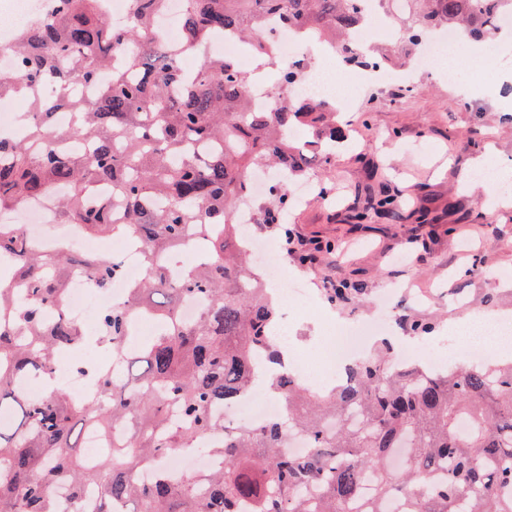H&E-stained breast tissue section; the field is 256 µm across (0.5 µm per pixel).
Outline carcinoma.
I'll return each mask as SVG.
<instances>
[{"label": "carcinoma", "mask_w": 512, "mask_h": 512, "mask_svg": "<svg viewBox=\"0 0 512 512\" xmlns=\"http://www.w3.org/2000/svg\"><path fill=\"white\" fill-rule=\"evenodd\" d=\"M185 2L184 37L172 48L154 26L166 0H131L121 29L110 26L103 0H55L46 21L20 32L17 70L0 72V96L23 97L33 110L20 115L27 138L0 137V212L61 188L60 223L137 239L145 266L127 302L101 314L112 370L87 372L93 397L78 399L50 380L57 351L83 338L63 307L65 286L78 267L106 288L118 265L105 254L42 251L21 227L0 226V256L14 259L10 277L0 278V325H10L0 328V512H67L88 489L95 512H113L115 501L127 512H389L395 496L405 512H512V362L445 372L399 364L385 349L353 365V383L317 390L281 360L277 299L249 271L233 214L250 197L251 169L292 178L331 162L326 141L344 136L336 103L277 98L271 111L254 112L249 79L230 57L203 59L171 89L182 59L226 34L276 65L261 37L270 18L359 64L349 35L367 22L362 0ZM375 2L395 4L408 51L446 27L484 42L512 18V0ZM105 69L112 77L102 83ZM63 111L72 118L66 127L55 122ZM295 128L304 140L288 137ZM97 181L110 184L112 205L90 200ZM288 205L287 186L270 192L262 223ZM372 208L400 218L390 195ZM196 239L206 241L205 257L169 281L165 254ZM360 291L343 281L328 296L342 302ZM185 298L205 299L191 323L179 315ZM137 316L154 319L159 332L131 348ZM261 360L272 365L269 390L288 413L224 424L218 410L253 388ZM31 373L50 385L44 395L19 387ZM87 427L104 443L94 460L76 451ZM208 434L222 441L202 443ZM292 435L307 440L310 455L284 451ZM177 448L201 449L221 464L176 483L164 461ZM398 454L405 459L397 471ZM148 466L156 473L145 482Z\"/></svg>", "instance_id": "cac0c4a2"}]
</instances>
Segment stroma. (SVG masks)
Here are the masks:
<instances>
[{"label": "stroma", "instance_id": "obj_1", "mask_svg": "<svg viewBox=\"0 0 512 512\" xmlns=\"http://www.w3.org/2000/svg\"><path fill=\"white\" fill-rule=\"evenodd\" d=\"M393 68L398 77L386 83H343L336 108L350 114L356 144L337 146L335 160L318 172L320 187L335 189V205H322L313 194L284 218L303 248L335 245L318 252L312 265L289 260V271L322 290L344 280L362 286L357 301L328 306L327 317L290 319L291 349L303 356L315 355L325 341L326 319L371 315L385 296L396 317L433 324L449 361L457 355L452 321L469 311L512 314V281L490 279L512 271V207L487 213L462 188L473 175L470 158L485 149L512 170V124L501 121V95L473 69L461 70L455 85L399 58ZM462 85L476 95L461 99ZM372 190L402 201L401 220L354 222Z\"/></svg>", "mask_w": 512, "mask_h": 512}]
</instances>
